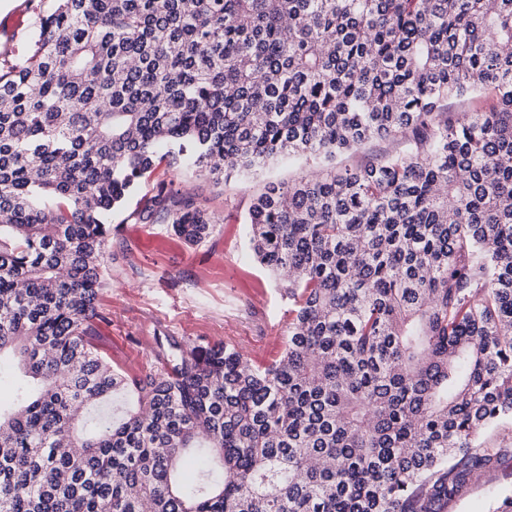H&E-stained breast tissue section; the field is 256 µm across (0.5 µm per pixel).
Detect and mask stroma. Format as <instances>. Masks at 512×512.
<instances>
[{
    "mask_svg": "<svg viewBox=\"0 0 512 512\" xmlns=\"http://www.w3.org/2000/svg\"><path fill=\"white\" fill-rule=\"evenodd\" d=\"M38 0H19L0 10V52L23 55L31 46L29 22ZM302 164L274 162L266 169L218 184L185 168L160 166L112 215L106 285L99 297L102 321L94 342L108 359L133 376L160 370L165 357L157 341L184 344L231 342L258 363L283 348L288 302L248 250L244 217L253 196L270 180L295 177ZM194 199L215 222L211 236L191 246L169 224L147 211L159 182ZM488 447L506 454L470 481L445 512H495L512 492V425L487 429Z\"/></svg>",
    "mask_w": 512,
    "mask_h": 512,
    "instance_id": "1",
    "label": "stroma"
}]
</instances>
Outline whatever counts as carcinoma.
<instances>
[{
    "instance_id": "obj_1",
    "label": "carcinoma",
    "mask_w": 512,
    "mask_h": 512,
    "mask_svg": "<svg viewBox=\"0 0 512 512\" xmlns=\"http://www.w3.org/2000/svg\"><path fill=\"white\" fill-rule=\"evenodd\" d=\"M43 2L0 54V512H445L512 420V0ZM374 141L401 148L336 166ZM303 157L244 219L279 358L99 353L112 214L162 160L226 182ZM149 215L214 230L163 182Z\"/></svg>"
}]
</instances>
